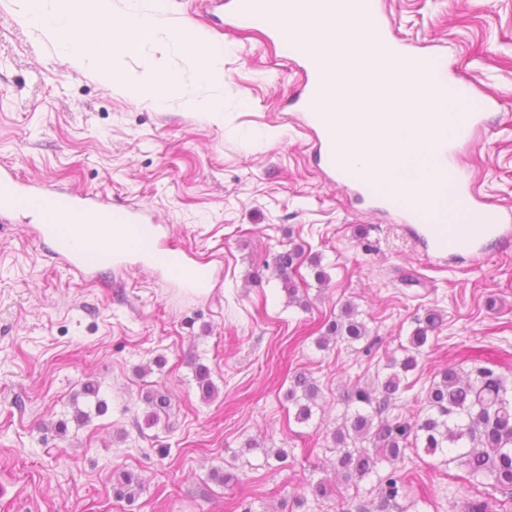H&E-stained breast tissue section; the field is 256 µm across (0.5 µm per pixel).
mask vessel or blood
Masks as SVG:
<instances>
[{"mask_svg": "<svg viewBox=\"0 0 512 512\" xmlns=\"http://www.w3.org/2000/svg\"><path fill=\"white\" fill-rule=\"evenodd\" d=\"M230 3L235 22L260 27L267 25L270 16L288 7L287 0H230ZM370 28L380 47L411 66L421 68L437 59L436 54H412L396 45L390 36L391 24L381 12L371 14ZM300 59L305 73L302 95L311 107L306 119L313 129L321 133L317 143L320 156L335 158L336 142L328 131L336 125V115L314 109L315 104L325 101L334 92L335 85L324 80V59L319 47L307 46ZM453 180L458 186L457 201L460 207L477 214L483 225L482 236H499L503 225L512 222V216L498 209L485 208L474 187L461 175H454ZM23 208H34L41 212L43 222L39 228L40 235L61 242L60 261L68 270L82 277L91 270L86 260L89 253L101 252L113 264L123 266L130 256L131 235L143 232L158 236L164 231L160 219L144 209L130 208L118 212L102 196L26 183L19 178L12 165L1 163L0 223ZM402 220L417 225L419 235L440 252L458 248L470 250L477 244L476 238L462 235L458 228L444 224L442 217L428 205L407 209ZM140 259L165 267L186 283L203 286L210 279V267L189 262L182 256L152 250L141 254Z\"/></svg>", "mask_w": 512, "mask_h": 512, "instance_id": "vessel-or-blood-1", "label": "vessel or blood"}]
</instances>
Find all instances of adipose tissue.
<instances>
[{
  "instance_id": "obj_1",
  "label": "adipose tissue",
  "mask_w": 512,
  "mask_h": 512,
  "mask_svg": "<svg viewBox=\"0 0 512 512\" xmlns=\"http://www.w3.org/2000/svg\"><path fill=\"white\" fill-rule=\"evenodd\" d=\"M19 21L37 31L46 40L64 47L73 65L95 58L101 78L130 96L163 104L172 94L167 77L148 68L127 75L116 60L134 50L155 30L153 19L137 15L125 16L114 23L112 0H17ZM169 38L189 48L201 82L224 80L223 54L220 47L203 39L194 28L173 27Z\"/></svg>"
}]
</instances>
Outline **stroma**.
Returning a JSON list of instances; mask_svg holds the SVG:
<instances>
[{"mask_svg": "<svg viewBox=\"0 0 512 512\" xmlns=\"http://www.w3.org/2000/svg\"><path fill=\"white\" fill-rule=\"evenodd\" d=\"M392 35L412 52L440 51L469 82L476 106L491 105L456 159L485 202L512 210V0H378ZM154 39L118 61L132 74L162 70L165 106L112 89L94 61L73 66L61 46L23 26L0 0V163L21 178L108 197L152 211L166 246L207 261L215 278L191 294L160 268L97 261L82 280L35 237L32 211L0 223V512H342L339 496L304 499L306 485L335 480L327 437L342 412L338 390L371 381L417 318L443 317L411 380V400L439 368L473 360L512 382V239L484 243L486 258L436 254L389 212L328 181L315 135L291 101L304 81L271 29L217 21L207 0H164ZM186 23L224 50V84L200 83L191 56L168 39ZM224 111L191 104L214 95ZM297 248L292 275L304 306L290 304L263 263ZM320 257L330 282L309 267ZM352 304L370 352L317 348L328 318ZM163 366H154V359ZM218 394L203 401L194 365ZM311 372L326 404L296 423L285 398L290 376ZM100 385L107 404L81 394ZM172 394L167 418L138 429L150 387ZM88 418L76 420L77 411ZM252 451H244L245 443ZM284 449L288 465L265 467ZM407 512H464L511 496L408 452ZM140 474L134 502L115 497L112 476ZM237 475L224 486L213 471Z\"/></svg>", "mask_w": 512, "mask_h": 512, "instance_id": "1", "label": "stroma"}]
</instances>
